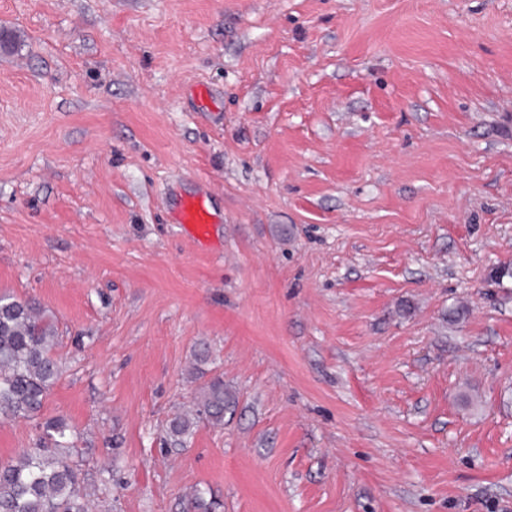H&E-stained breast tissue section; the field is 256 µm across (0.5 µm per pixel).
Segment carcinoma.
<instances>
[{"instance_id":"1","label":"carcinoma","mask_w":512,"mask_h":512,"mask_svg":"<svg viewBox=\"0 0 512 512\" xmlns=\"http://www.w3.org/2000/svg\"><path fill=\"white\" fill-rule=\"evenodd\" d=\"M57 342L55 323L40 303L0 295V418L32 421L41 430L37 448L0 459V512H89L71 457L72 430L63 419L44 416L48 394L62 374ZM234 403L224 379L210 378L191 412L169 422L171 443L186 445L200 418L224 425V411Z\"/></svg>"}]
</instances>
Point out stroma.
I'll return each instance as SVG.
<instances>
[{"instance_id": "35a3bbf8", "label": "stroma", "mask_w": 512, "mask_h": 512, "mask_svg": "<svg viewBox=\"0 0 512 512\" xmlns=\"http://www.w3.org/2000/svg\"><path fill=\"white\" fill-rule=\"evenodd\" d=\"M0 33V294L56 320L94 512H512V0H0ZM202 192L205 251L170 219ZM202 371L236 405L167 450ZM38 439L0 421V458Z\"/></svg>"}]
</instances>
